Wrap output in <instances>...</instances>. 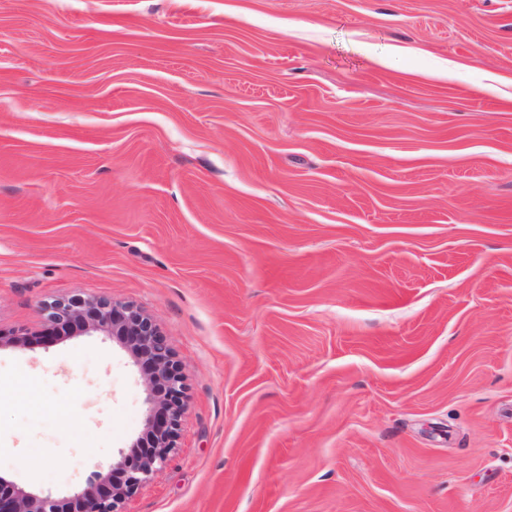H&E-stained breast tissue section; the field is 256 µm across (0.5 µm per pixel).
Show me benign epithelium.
I'll return each instance as SVG.
<instances>
[{
    "instance_id": "7a95c632",
    "label": "benign epithelium",
    "mask_w": 512,
    "mask_h": 512,
    "mask_svg": "<svg viewBox=\"0 0 512 512\" xmlns=\"http://www.w3.org/2000/svg\"><path fill=\"white\" fill-rule=\"evenodd\" d=\"M49 320L80 332H110L131 355L148 367L147 433L153 451L137 462L122 457L108 472L93 470L69 496L26 491L0 476V512H118L159 471L173 448L184 409V382L172 352L152 318L130 305L90 299L57 300L48 307Z\"/></svg>"
}]
</instances>
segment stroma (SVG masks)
Listing matches in <instances>:
<instances>
[{
    "mask_svg": "<svg viewBox=\"0 0 512 512\" xmlns=\"http://www.w3.org/2000/svg\"><path fill=\"white\" fill-rule=\"evenodd\" d=\"M121 512H512V0H0V476ZM49 320L76 331L112 332L131 355L148 367L149 394L146 425L153 451L137 462L126 457L112 463L108 472L93 470L68 497L53 498L26 491L0 476V512H120L119 504L131 497L159 471L174 446L178 421L184 409V382L172 352L152 318L130 305L90 299L57 300L48 307ZM120 472L122 483L112 485Z\"/></svg>",
    "mask_w": 512,
    "mask_h": 512,
    "instance_id": "1",
    "label": "stroma"
}]
</instances>
